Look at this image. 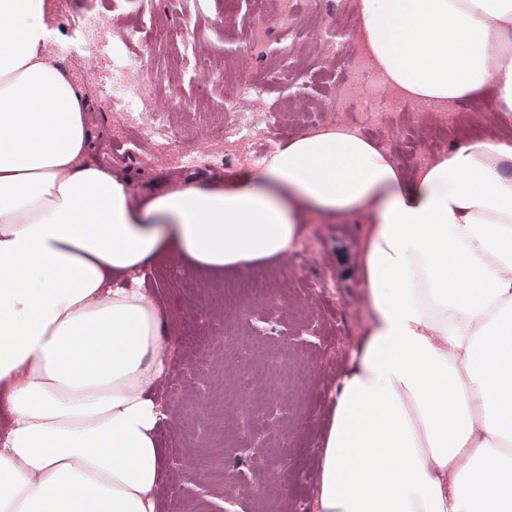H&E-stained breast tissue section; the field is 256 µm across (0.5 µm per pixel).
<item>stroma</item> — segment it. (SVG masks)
Returning <instances> with one entry per match:
<instances>
[{
  "instance_id": "35a3bbf8",
  "label": "stroma",
  "mask_w": 512,
  "mask_h": 512,
  "mask_svg": "<svg viewBox=\"0 0 512 512\" xmlns=\"http://www.w3.org/2000/svg\"><path fill=\"white\" fill-rule=\"evenodd\" d=\"M254 0H125L108 23L110 43L125 29L151 25L164 32L152 45L151 68L135 74L152 83L155 108L170 107L177 140L170 152L155 151L145 133L149 114L115 109L107 94L109 59L64 27L60 44L71 54L58 62L87 92L94 156L137 193L160 192L195 179H236L249 161L225 147V92L238 74L251 71L271 85L267 106L286 109L288 132L335 125L336 75L355 69L363 51L355 47L333 56L319 17L300 9L289 30L294 74L284 75L266 56L268 32L242 53L240 41L257 25ZM193 47L183 50L184 38ZM321 69L324 79L310 78ZM350 116L375 142L398 145L425 138L417 108L393 109V89L370 76L353 88ZM362 238L357 224L307 219L295 249L281 260L248 270L209 274L176 260L155 265L144 288L166 316L169 361L154 394L167 418L158 430L167 468L160 490L161 512H209L224 498L244 501L247 512H313L320 449L331 423L335 396L358 355L369 319L365 290L355 277ZM328 287H320V280ZM275 309L264 332L254 318ZM314 324L316 345L294 341L295 332ZM193 362L197 377L181 376ZM260 388L257 410H241L237 393ZM265 439L263 466H252L249 445ZM209 489L208 496L186 491L185 471Z\"/></svg>"
}]
</instances>
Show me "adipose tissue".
Returning a JSON list of instances; mask_svg holds the SVG:
<instances>
[{
    "mask_svg": "<svg viewBox=\"0 0 512 512\" xmlns=\"http://www.w3.org/2000/svg\"><path fill=\"white\" fill-rule=\"evenodd\" d=\"M405 101L487 95L512 120V0H355ZM47 0H0V512H159L163 313L122 278L178 258H281L308 213L367 216L371 307L322 451L314 512H512V138L414 180L344 128L236 180L133 194L91 158L89 100L49 46Z\"/></svg>",
    "mask_w": 512,
    "mask_h": 512,
    "instance_id": "1",
    "label": "adipose tissue"
}]
</instances>
